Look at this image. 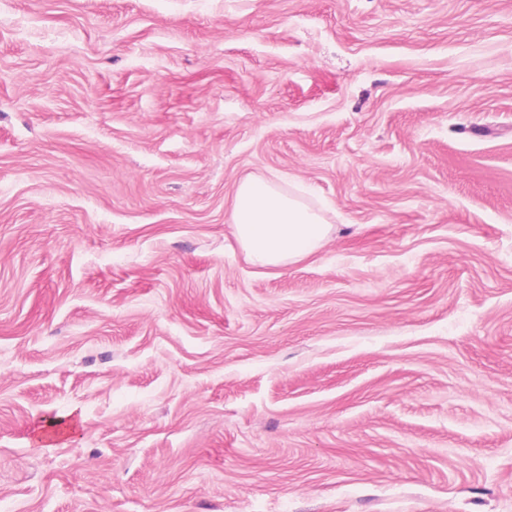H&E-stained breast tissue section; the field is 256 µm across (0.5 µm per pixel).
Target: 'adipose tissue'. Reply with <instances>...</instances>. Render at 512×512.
I'll return each mask as SVG.
<instances>
[{
	"label": "adipose tissue",
	"instance_id": "adipose-tissue-1",
	"mask_svg": "<svg viewBox=\"0 0 512 512\" xmlns=\"http://www.w3.org/2000/svg\"><path fill=\"white\" fill-rule=\"evenodd\" d=\"M230 228L247 260L261 268H284L315 254L330 233L322 210L276 174L241 180Z\"/></svg>",
	"mask_w": 512,
	"mask_h": 512
}]
</instances>
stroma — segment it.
<instances>
[{"instance_id":"1","label":"stroma","mask_w":512,"mask_h":512,"mask_svg":"<svg viewBox=\"0 0 512 512\" xmlns=\"http://www.w3.org/2000/svg\"><path fill=\"white\" fill-rule=\"evenodd\" d=\"M0 512H512V0H0ZM277 175H249L239 183L232 202L231 233L256 267L284 268L321 249L330 224L321 209Z\"/></svg>"}]
</instances>
